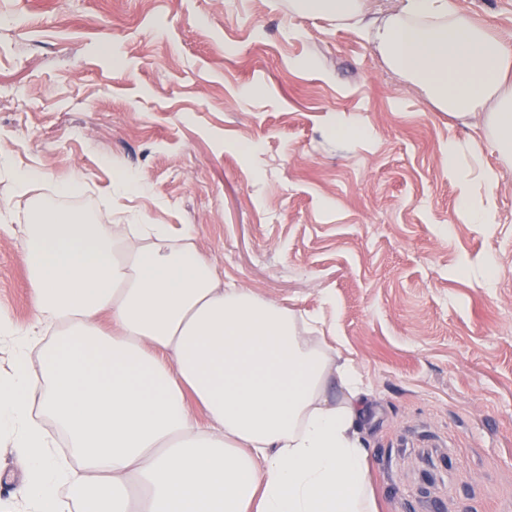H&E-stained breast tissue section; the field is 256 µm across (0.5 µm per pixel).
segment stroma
Instances as JSON below:
<instances>
[{
	"mask_svg": "<svg viewBox=\"0 0 512 512\" xmlns=\"http://www.w3.org/2000/svg\"><path fill=\"white\" fill-rule=\"evenodd\" d=\"M512 39V0H459ZM345 114L374 141H339ZM499 168L465 223L448 141ZM45 179L19 196L15 170ZM80 175L81 193L58 184ZM146 192L118 196L124 175ZM115 224H190L225 281L323 316L373 400L380 512H512V166L356 30L289 0H0V215L30 200ZM493 254L494 288L460 273ZM0 315L31 317L0 233ZM0 502L26 512L0 440Z\"/></svg>",
	"mask_w": 512,
	"mask_h": 512,
	"instance_id": "obj_1",
	"label": "stroma"
}]
</instances>
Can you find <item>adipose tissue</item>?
<instances>
[{
    "instance_id": "1",
    "label": "adipose tissue",
    "mask_w": 512,
    "mask_h": 512,
    "mask_svg": "<svg viewBox=\"0 0 512 512\" xmlns=\"http://www.w3.org/2000/svg\"><path fill=\"white\" fill-rule=\"evenodd\" d=\"M366 3L294 6L351 24L511 162L512 42L456 0H399L380 23ZM443 157L458 213L496 223L499 171L454 141ZM0 232L21 240L32 306L26 325L0 318V435L25 460L27 512H377L369 387L322 317L225 286L189 224L107 234L36 203Z\"/></svg>"
}]
</instances>
